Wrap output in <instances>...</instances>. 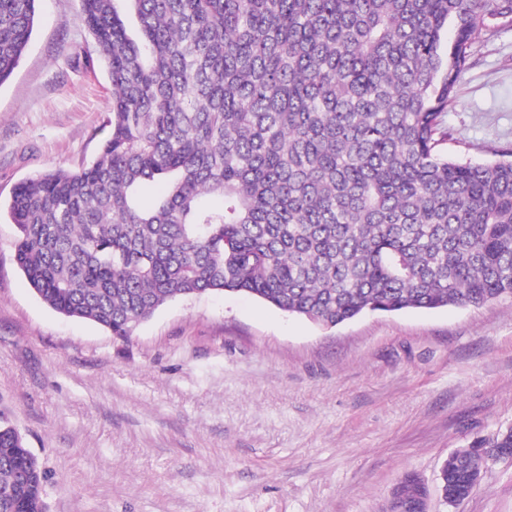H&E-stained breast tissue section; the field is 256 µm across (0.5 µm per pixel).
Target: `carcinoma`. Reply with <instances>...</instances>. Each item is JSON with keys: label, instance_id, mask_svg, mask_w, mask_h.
Listing matches in <instances>:
<instances>
[{"label": "carcinoma", "instance_id": "cac0c4a2", "mask_svg": "<svg viewBox=\"0 0 512 512\" xmlns=\"http://www.w3.org/2000/svg\"><path fill=\"white\" fill-rule=\"evenodd\" d=\"M39 3L0 0V85ZM81 8L112 88L107 134L88 165L28 178L5 205L18 268L58 313L127 340L166 302L210 292L325 328L512 298V150L461 163L441 149L472 40L512 28V0ZM498 448L512 427L448 454L450 502ZM45 481L1 419L0 512H45ZM425 498L407 475L393 512Z\"/></svg>", "mask_w": 512, "mask_h": 512}]
</instances>
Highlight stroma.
Here are the masks:
<instances>
[{
	"label": "stroma",
	"mask_w": 512,
	"mask_h": 512,
	"mask_svg": "<svg viewBox=\"0 0 512 512\" xmlns=\"http://www.w3.org/2000/svg\"><path fill=\"white\" fill-rule=\"evenodd\" d=\"M80 0H41L0 85V201L97 154L111 87ZM448 106L449 156L512 148V30L479 35ZM0 217V418L46 473V512H391L404 475L426 512H512V460L446 504L449 453L512 427V299L332 329L236 293L164 304L127 341L30 288Z\"/></svg>",
	"instance_id": "1"
}]
</instances>
